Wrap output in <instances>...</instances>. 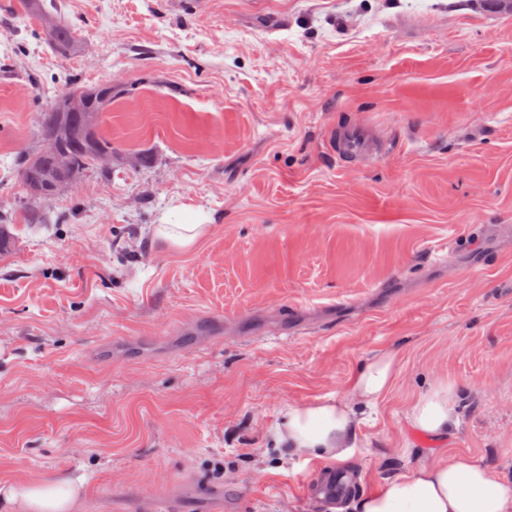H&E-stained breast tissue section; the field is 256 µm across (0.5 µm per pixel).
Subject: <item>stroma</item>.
Here are the masks:
<instances>
[{
	"label": "stroma",
	"mask_w": 512,
	"mask_h": 512,
	"mask_svg": "<svg viewBox=\"0 0 512 512\" xmlns=\"http://www.w3.org/2000/svg\"><path fill=\"white\" fill-rule=\"evenodd\" d=\"M57 53L0 0V487L70 512H318L335 460L280 441L345 404L363 493L436 453L512 485V5L507 0H56ZM111 81L112 172L37 224L17 172L71 81ZM390 149L350 167L337 127ZM152 156L139 164L140 154ZM188 247L163 233L187 220ZM393 351L366 407L360 371ZM454 384V424L412 427ZM38 4L37 10L33 9L30 2L26 3L29 10L35 12L40 18L49 15L54 21L45 28V38L61 53L70 52L77 41V33L74 26L63 20L55 9H49L44 0L34 2ZM395 358L385 356L367 365L356 380V389L369 407H376L392 388ZM454 388L448 382H439L421 393L411 404L409 417L421 432L443 434L453 425ZM77 486L72 482L60 484H25L9 488L6 498L10 503L21 500L30 512H67L76 496Z\"/></svg>",
	"instance_id": "1"
}]
</instances>
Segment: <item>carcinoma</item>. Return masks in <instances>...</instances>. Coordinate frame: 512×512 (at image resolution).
I'll return each instance as SVG.
<instances>
[{"instance_id":"1","label":"carcinoma","mask_w":512,"mask_h":512,"mask_svg":"<svg viewBox=\"0 0 512 512\" xmlns=\"http://www.w3.org/2000/svg\"><path fill=\"white\" fill-rule=\"evenodd\" d=\"M39 17L49 15L53 23L45 28V38L61 53L71 51L77 41L74 26L63 20L56 10L47 7L44 0H36ZM112 106V83L106 82L94 87L72 84L59 95L49 107L39 114L37 150L23 158L19 164V175L24 176L34 170L45 181L43 191L38 195H27L28 202L38 209L41 205L55 199L65 190L75 186L73 180L80 178L85 171L98 168L108 171L112 166L103 164V160L112 159V138L104 135L99 125H94L91 148L83 147L79 142L64 137L57 128V114L69 112L74 124L80 125L88 112L101 119L104 112Z\"/></svg>"}]
</instances>
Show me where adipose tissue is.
I'll return each instance as SVG.
<instances>
[{
    "label": "adipose tissue",
    "mask_w": 512,
    "mask_h": 512,
    "mask_svg": "<svg viewBox=\"0 0 512 512\" xmlns=\"http://www.w3.org/2000/svg\"><path fill=\"white\" fill-rule=\"evenodd\" d=\"M395 359L385 356L367 365L356 389L368 406L381 402L392 388ZM452 385L439 382L411 404L409 417L421 432L443 434L453 424ZM288 443L304 456L350 459L348 441L352 420L343 403L292 408L287 413ZM77 487L60 484H25L10 487L8 502H23L29 512H68ZM353 512H512V486L495 478L490 469L462 452L442 453L412 473L387 481L358 498Z\"/></svg>",
    "instance_id": "adipose-tissue-1"
}]
</instances>
